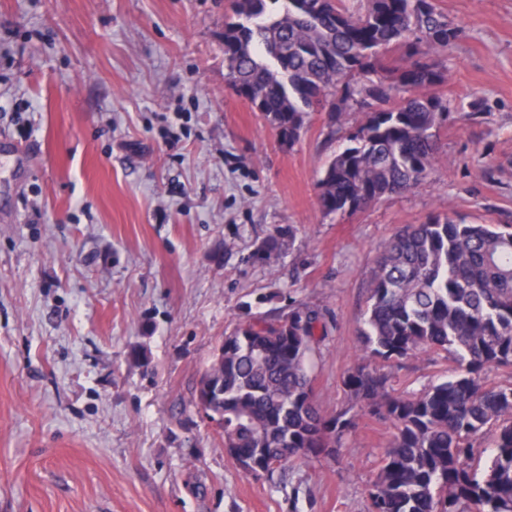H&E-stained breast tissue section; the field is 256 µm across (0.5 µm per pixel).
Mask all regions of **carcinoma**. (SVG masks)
Masks as SVG:
<instances>
[{
    "instance_id": "carcinoma-1",
    "label": "carcinoma",
    "mask_w": 512,
    "mask_h": 512,
    "mask_svg": "<svg viewBox=\"0 0 512 512\" xmlns=\"http://www.w3.org/2000/svg\"><path fill=\"white\" fill-rule=\"evenodd\" d=\"M224 23L228 86L260 113L283 147L300 139L310 114L333 124L350 111L364 120L324 165V215L359 212L412 190L430 172L448 101L431 93L447 80L435 55L461 36L434 0H232ZM364 357L346 373L349 409L323 416L312 366L324 340L320 313L297 306L238 324L204 373L219 388L207 411L224 452L253 463L254 476L280 480L288 466L334 460L360 413L394 432L367 489L368 512H512V385L488 372L512 369V227L433 216L398 233L372 271L359 328ZM422 352L449 355L454 374L397 393L393 364ZM491 454L475 463L476 440Z\"/></svg>"
}]
</instances>
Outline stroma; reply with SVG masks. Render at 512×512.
Returning a JSON list of instances; mask_svg holds the SVG:
<instances>
[{
	"mask_svg": "<svg viewBox=\"0 0 512 512\" xmlns=\"http://www.w3.org/2000/svg\"><path fill=\"white\" fill-rule=\"evenodd\" d=\"M436 5L463 35L438 55L451 114L432 170L327 216L320 172L364 115L311 113L279 146L226 83L230 0H0V129L18 146L0 164V512H368L388 421L363 416L337 460L270 483L225 455L191 389L237 324L304 305L335 415L387 242L437 214L512 225V0ZM453 367L423 353L392 384Z\"/></svg>",
	"mask_w": 512,
	"mask_h": 512,
	"instance_id": "35a3bbf8",
	"label": "stroma"
}]
</instances>
